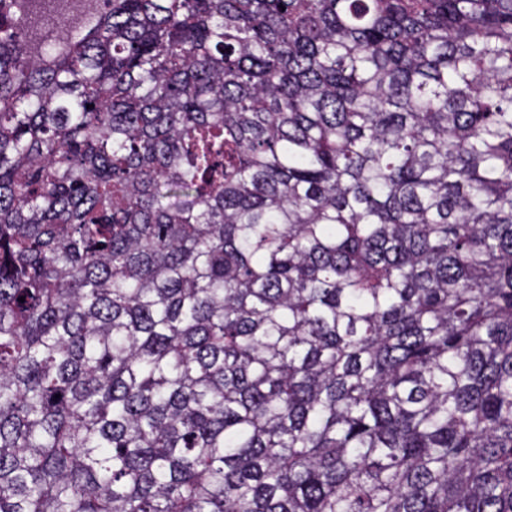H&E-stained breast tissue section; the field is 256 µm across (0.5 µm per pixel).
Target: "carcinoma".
<instances>
[{
	"label": "carcinoma",
	"instance_id": "1",
	"mask_svg": "<svg viewBox=\"0 0 512 512\" xmlns=\"http://www.w3.org/2000/svg\"><path fill=\"white\" fill-rule=\"evenodd\" d=\"M0 512H512V0H0Z\"/></svg>",
	"mask_w": 512,
	"mask_h": 512
}]
</instances>
